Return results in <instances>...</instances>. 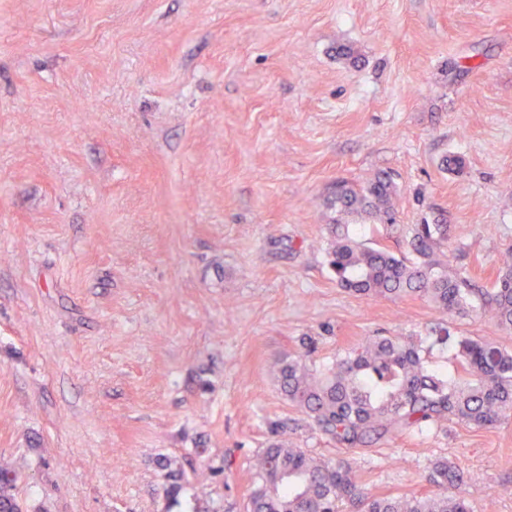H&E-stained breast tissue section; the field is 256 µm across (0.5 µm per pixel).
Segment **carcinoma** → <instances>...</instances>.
Here are the masks:
<instances>
[{
	"label": "carcinoma",
	"mask_w": 512,
	"mask_h": 512,
	"mask_svg": "<svg viewBox=\"0 0 512 512\" xmlns=\"http://www.w3.org/2000/svg\"><path fill=\"white\" fill-rule=\"evenodd\" d=\"M396 192L385 173L361 185L341 179L330 186L326 205L336 218L327 253L338 285L363 296H420L444 313L475 314L511 332L512 251L501 258L490 287H473L446 254L449 225L394 222ZM367 221L404 238L409 255L361 241ZM454 359L461 372L450 378L428 367L420 339L375 335L320 368L309 366L303 354L283 356L276 380L288 402L347 454L398 433H435L453 419L482 428L512 418V351L464 336ZM271 433L257 456L245 512H342L347 503L357 512H470L463 498L449 493L465 474L446 461L428 477L436 493L378 497L362 491L348 460L313 457L280 437L278 428ZM16 482V473L0 466V512H22Z\"/></svg>",
	"instance_id": "1"
}]
</instances>
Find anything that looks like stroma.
<instances>
[{
	"mask_svg": "<svg viewBox=\"0 0 512 512\" xmlns=\"http://www.w3.org/2000/svg\"><path fill=\"white\" fill-rule=\"evenodd\" d=\"M349 46L357 62L340 59ZM390 174L482 288L512 248V0H0V465L24 512H243L272 425L375 496L512 512V419L347 455L278 390L365 337L499 338L340 288L339 179Z\"/></svg>",
	"mask_w": 512,
	"mask_h": 512,
	"instance_id": "stroma-1",
	"label": "stroma"
}]
</instances>
